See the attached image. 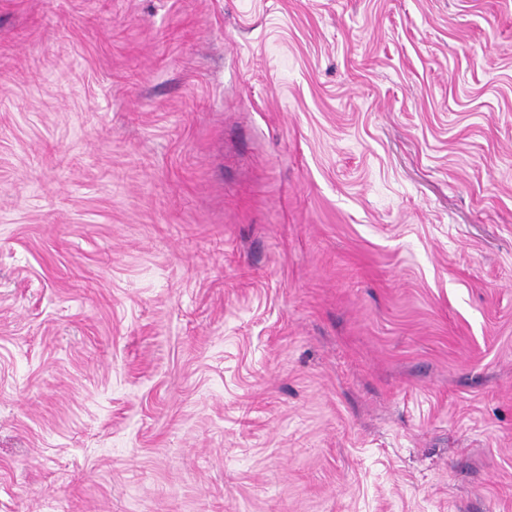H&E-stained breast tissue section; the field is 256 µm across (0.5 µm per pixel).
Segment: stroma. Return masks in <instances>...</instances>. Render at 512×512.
<instances>
[{"instance_id":"35a3bbf8","label":"stroma","mask_w":512,"mask_h":512,"mask_svg":"<svg viewBox=\"0 0 512 512\" xmlns=\"http://www.w3.org/2000/svg\"><path fill=\"white\" fill-rule=\"evenodd\" d=\"M0 512H512V0H0Z\"/></svg>"}]
</instances>
